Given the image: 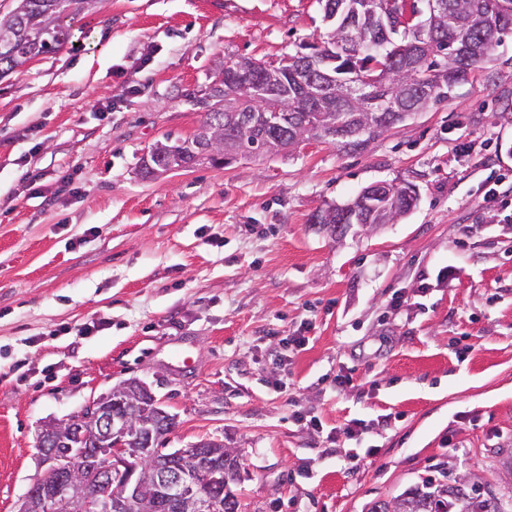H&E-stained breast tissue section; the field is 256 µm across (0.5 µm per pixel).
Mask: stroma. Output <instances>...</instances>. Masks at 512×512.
Segmentation results:
<instances>
[{"label": "stroma", "instance_id": "stroma-1", "mask_svg": "<svg viewBox=\"0 0 512 512\" xmlns=\"http://www.w3.org/2000/svg\"><path fill=\"white\" fill-rule=\"evenodd\" d=\"M330 33L320 0H91L65 49L0 79V512L41 472L43 423L129 378L176 416L167 448L241 449V512H367L442 470L512 484V191L483 200L512 183L511 36L363 150L140 170L198 128L182 92L225 57ZM376 182L414 185V209L311 223Z\"/></svg>", "mask_w": 512, "mask_h": 512}]
</instances>
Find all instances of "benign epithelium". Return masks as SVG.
Returning a JSON list of instances; mask_svg holds the SVG:
<instances>
[{
  "label": "benign epithelium",
  "instance_id": "1",
  "mask_svg": "<svg viewBox=\"0 0 512 512\" xmlns=\"http://www.w3.org/2000/svg\"><path fill=\"white\" fill-rule=\"evenodd\" d=\"M260 65L255 59L232 58L214 73L219 82ZM163 411L148 386L137 380L89 401L78 413L45 424L38 436L47 468L37 477L38 497L24 496L17 512H213L224 507V474L198 451L199 444L173 449L183 467L170 471L152 448L131 453L121 447L129 438L156 432L157 419L145 403ZM91 434L92 448H69L74 431Z\"/></svg>",
  "mask_w": 512,
  "mask_h": 512
}]
</instances>
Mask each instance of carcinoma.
Instances as JSON below:
<instances>
[{
	"mask_svg": "<svg viewBox=\"0 0 512 512\" xmlns=\"http://www.w3.org/2000/svg\"><path fill=\"white\" fill-rule=\"evenodd\" d=\"M324 18L334 24L329 40L288 62L258 68L243 80L227 78L208 93L188 92L205 112L190 137L166 139L149 152L153 165L190 168L200 161V138L223 129L232 143L224 165L239 156L269 152L278 141L290 149L309 138H325L351 151L363 149L373 128L397 124L429 103H441L506 36H512V0H440L435 16L418 17L428 0H322ZM89 0H17L0 15V78L27 60L59 51L69 40L62 20L80 13ZM239 99L241 111L226 112L224 98ZM283 105L268 112L270 102ZM416 194L368 186L349 205L330 206L312 223L342 235L344 224H392L413 207ZM368 512H512V493H480L462 478L428 476L405 493L372 504Z\"/></svg>",
	"mask_w": 512,
	"mask_h": 512,
	"instance_id": "obj_1",
	"label": "carcinoma"
}]
</instances>
